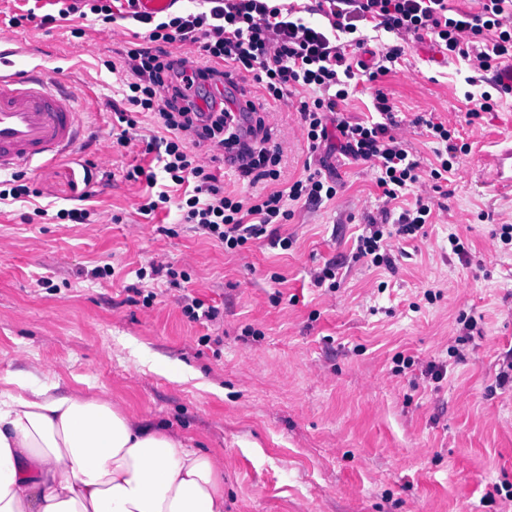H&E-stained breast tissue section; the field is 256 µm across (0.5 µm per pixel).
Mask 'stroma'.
Instances as JSON below:
<instances>
[{
  "label": "stroma",
  "instance_id": "35a3bbf8",
  "mask_svg": "<svg viewBox=\"0 0 512 512\" xmlns=\"http://www.w3.org/2000/svg\"><path fill=\"white\" fill-rule=\"evenodd\" d=\"M15 34L42 50L45 71L76 92L84 114L71 152L38 163L27 180L44 200L96 217L53 224L33 218L29 203L0 208V376L39 365L49 379L108 393L194 438L224 460V512H512L499 493L512 485V389L495 381L512 350V245L491 237L512 224V187L486 184L481 164L512 144V100L467 121L468 72L434 62L439 49L428 41L413 43L405 72L384 77L421 160L435 158L414 123L429 112L471 145L435 194L428 237L404 242L393 272L353 258L362 214L382 204L372 170L309 153L297 99L280 104L270 127L283 180L325 162L338 194L295 206L279 227L289 250L264 237L228 253L164 211H138L145 184L124 174L149 166L144 141L156 128L143 120L128 148L112 147L125 103L104 63L135 43L122 22H28ZM452 233L464 254L452 252ZM339 255L348 258L339 288L316 287L313 271ZM154 261L188 281H139L137 269ZM105 265L112 276H93ZM428 289L434 302L423 299ZM188 293L216 306L218 319L191 321ZM463 315L478 323L467 339ZM458 338L462 361L448 354ZM398 355L414 366L397 371ZM431 361L447 369L441 382L425 373Z\"/></svg>",
  "mask_w": 512,
  "mask_h": 512
}]
</instances>
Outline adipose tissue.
<instances>
[{"instance_id": "1", "label": "adipose tissue", "mask_w": 512, "mask_h": 512, "mask_svg": "<svg viewBox=\"0 0 512 512\" xmlns=\"http://www.w3.org/2000/svg\"><path fill=\"white\" fill-rule=\"evenodd\" d=\"M0 377V512H224V461L100 394Z\"/></svg>"}]
</instances>
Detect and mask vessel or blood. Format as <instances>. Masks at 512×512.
<instances>
[{"mask_svg": "<svg viewBox=\"0 0 512 512\" xmlns=\"http://www.w3.org/2000/svg\"><path fill=\"white\" fill-rule=\"evenodd\" d=\"M15 42L0 33V175L62 157L83 123L76 95L57 91L41 67L18 63ZM486 165L491 179L512 185V146Z\"/></svg>", "mask_w": 512, "mask_h": 512, "instance_id": "vessel-or-blood-1", "label": "vessel or blood"}]
</instances>
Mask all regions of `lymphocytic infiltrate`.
Segmentation results:
<instances>
[{
  "mask_svg": "<svg viewBox=\"0 0 512 512\" xmlns=\"http://www.w3.org/2000/svg\"><path fill=\"white\" fill-rule=\"evenodd\" d=\"M114 12L111 0H54L56 13L34 10L8 24L40 20L51 24L71 16L98 15L103 22L130 19L145 25L140 46L107 62L128 110L117 111L122 129L116 147H128L130 132L146 117L158 128L146 144L156 164L128 171L154 189L141 214L175 204L180 223L192 225L234 252L260 239L268 226L286 223L295 204L317 206L335 199L334 175L313 172L280 187L283 150L273 141L265 114L269 107L299 97L297 112L310 150L338 140L346 156L370 164L382 205L368 217L358 238V256L372 266L394 269V248L406 238L426 236L435 208L433 192L469 144L455 141L448 123L426 119L427 135L439 143L436 161L416 158L398 129L394 105L380 86L395 70L411 42L431 37L446 56L471 66L464 97L468 118L495 111L500 97L476 91V75L512 61V0H479L477 12H450L448 0H194L184 13L149 15L139 0H125ZM379 49L368 47L369 38ZM181 52H172V45ZM251 75L261 96L247 129L237 127L229 109L200 110L194 96L208 97L227 74ZM368 85L374 118H340L344 104ZM227 160L247 180L248 194L226 191L213 164ZM414 201L397 209L403 194Z\"/></svg>",
  "mask_w": 512,
  "mask_h": 512,
  "instance_id": "f902f5d3",
  "label": "lymphocytic infiltrate"
}]
</instances>
